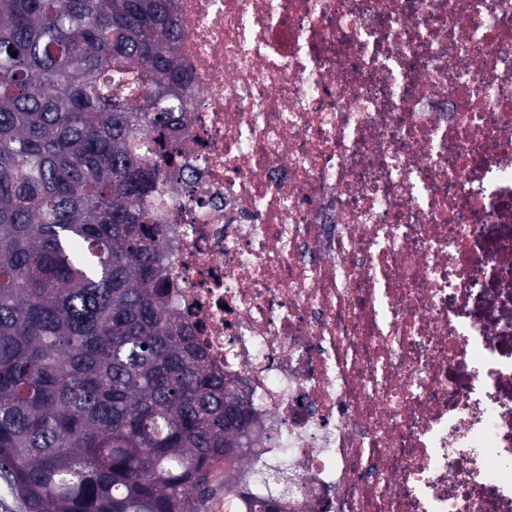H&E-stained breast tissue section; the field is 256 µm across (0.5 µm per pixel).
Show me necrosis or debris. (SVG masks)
<instances>
[{"instance_id": "4bbe7bcc", "label": "necrosis or debris", "mask_w": 512, "mask_h": 512, "mask_svg": "<svg viewBox=\"0 0 512 512\" xmlns=\"http://www.w3.org/2000/svg\"><path fill=\"white\" fill-rule=\"evenodd\" d=\"M176 14L171 296L282 512H512V0Z\"/></svg>"}]
</instances>
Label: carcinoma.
<instances>
[{
	"instance_id": "carcinoma-1",
	"label": "carcinoma",
	"mask_w": 512,
	"mask_h": 512,
	"mask_svg": "<svg viewBox=\"0 0 512 512\" xmlns=\"http://www.w3.org/2000/svg\"><path fill=\"white\" fill-rule=\"evenodd\" d=\"M177 30L173 0H0V475L27 512L288 492L218 477L258 420L171 304Z\"/></svg>"
}]
</instances>
